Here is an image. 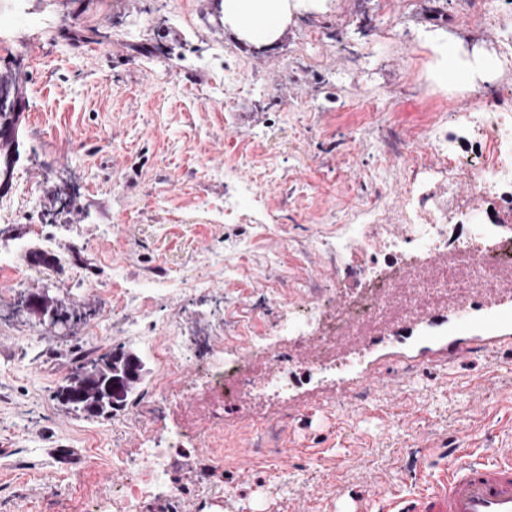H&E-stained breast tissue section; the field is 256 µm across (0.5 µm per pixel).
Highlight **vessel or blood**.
Listing matches in <instances>:
<instances>
[{
	"label": "vessel or blood",
	"instance_id": "obj_1",
	"mask_svg": "<svg viewBox=\"0 0 512 512\" xmlns=\"http://www.w3.org/2000/svg\"><path fill=\"white\" fill-rule=\"evenodd\" d=\"M484 249V244L472 242L462 251H436L429 255L427 266H463ZM423 322L448 328L447 335L431 337L429 346L420 349L423 357L452 362L470 352L511 344L512 281L474 291L465 300L449 297L422 316L400 312L384 316L339 337L332 354L348 370L336 381L337 394L348 395L367 380L366 359L410 339L413 328ZM394 504L395 512H512V448L496 449L492 458L479 462L466 449L449 452L443 478L417 496L395 499Z\"/></svg>",
	"mask_w": 512,
	"mask_h": 512
}]
</instances>
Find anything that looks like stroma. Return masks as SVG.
Here are the masks:
<instances>
[{
    "label": "stroma",
    "mask_w": 512,
    "mask_h": 512,
    "mask_svg": "<svg viewBox=\"0 0 512 512\" xmlns=\"http://www.w3.org/2000/svg\"><path fill=\"white\" fill-rule=\"evenodd\" d=\"M457 0H327L293 13L267 46L238 38L224 0H0V76L26 119L12 190L0 194V512H81L139 471L146 441L189 426L169 460L178 497L139 512H387L390 489L417 494L448 449L475 458L512 441V346L455 365L421 362L395 392L402 351L385 354L368 406H336V362L309 331L322 373L299 371L290 399L261 397L279 424L260 462L232 405L211 407L213 349L245 339L280 347L251 311L265 288L312 292L331 320L345 297L324 242L356 231L367 199L401 203L413 175L406 144L431 149L436 126L470 160L456 114L470 87L441 89L427 35L454 41L467 66L512 89L498 44L512 18L454 23ZM262 208L264 221L224 218ZM136 296H129V289ZM47 291L66 327L39 323ZM183 344V372L163 420L146 417L165 379L157 352ZM136 350L149 370L108 417L68 409L60 386L85 362ZM223 423L222 479L203 477L205 442Z\"/></svg>",
    "instance_id": "obj_1"
}]
</instances>
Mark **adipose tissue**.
Segmentation results:
<instances>
[{"label": "adipose tissue", "instance_id": "ef3b65f1", "mask_svg": "<svg viewBox=\"0 0 512 512\" xmlns=\"http://www.w3.org/2000/svg\"><path fill=\"white\" fill-rule=\"evenodd\" d=\"M320 0H224V21L245 42L269 45L284 32L292 11L314 7ZM434 54L433 81L440 87L466 84L457 45L447 36L429 38Z\"/></svg>", "mask_w": 512, "mask_h": 512}]
</instances>
